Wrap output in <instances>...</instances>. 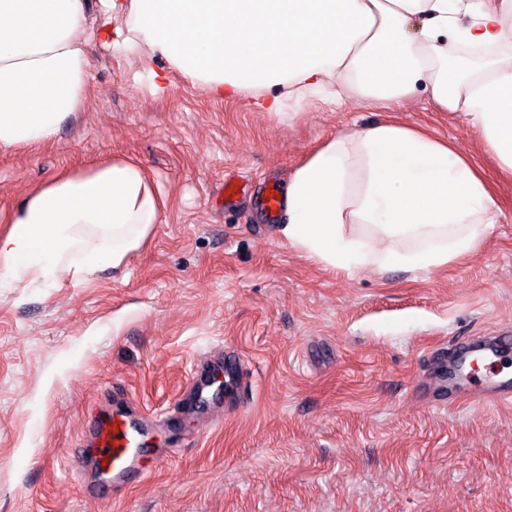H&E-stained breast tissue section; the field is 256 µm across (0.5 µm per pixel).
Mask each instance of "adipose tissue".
<instances>
[{
    "mask_svg": "<svg viewBox=\"0 0 512 512\" xmlns=\"http://www.w3.org/2000/svg\"><path fill=\"white\" fill-rule=\"evenodd\" d=\"M100 38L145 49L211 95L268 112L417 89L477 128L512 171V0H100ZM88 0H0V150L54 142L83 106ZM417 29H410L411 21ZM147 170L122 158L28 192L0 233V292L125 269L160 223ZM502 213L467 153L380 122L328 138L288 178L278 231L332 270L427 273L471 254Z\"/></svg>",
    "mask_w": 512,
    "mask_h": 512,
    "instance_id": "adipose-tissue-1",
    "label": "adipose tissue"
}]
</instances>
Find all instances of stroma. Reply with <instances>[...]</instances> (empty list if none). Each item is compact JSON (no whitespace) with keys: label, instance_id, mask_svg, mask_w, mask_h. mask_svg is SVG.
<instances>
[{"label":"stroma","instance_id":"obj_1","mask_svg":"<svg viewBox=\"0 0 512 512\" xmlns=\"http://www.w3.org/2000/svg\"><path fill=\"white\" fill-rule=\"evenodd\" d=\"M91 0L81 112L46 148L0 151V215L39 183L112 157L144 165L166 199L119 272L0 293V512H512V403L440 405L434 353L512 331V175L480 132L424 90L382 103L311 101L282 113L218 99L146 52L117 61ZM455 141L502 215L475 252L418 275L327 270L266 216L308 154L376 122ZM250 191L225 205V181ZM237 349L236 390L185 407L198 365ZM150 414L133 488L84 497L68 466L89 423L120 404Z\"/></svg>","mask_w":512,"mask_h":512}]
</instances>
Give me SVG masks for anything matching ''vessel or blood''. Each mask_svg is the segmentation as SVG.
I'll list each match as a JSON object with an SVG mask.
<instances>
[{"label":"vessel or blood","mask_w":512,"mask_h":512,"mask_svg":"<svg viewBox=\"0 0 512 512\" xmlns=\"http://www.w3.org/2000/svg\"><path fill=\"white\" fill-rule=\"evenodd\" d=\"M512 356V341L505 336L489 337L487 341L468 344L459 341L449 355L446 367L448 379L458 385L460 398L488 404L512 403V372L499 367ZM144 426L117 410L93 425L94 446L90 457L101 482L84 487V495L104 498L107 484L133 485L150 473L144 464L147 453Z\"/></svg>","instance_id":"b4317fda"}]
</instances>
